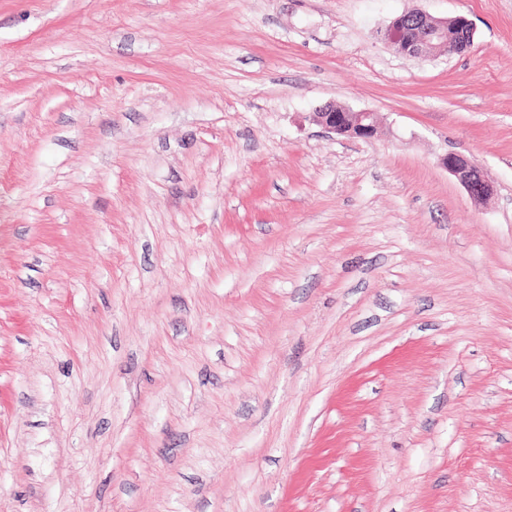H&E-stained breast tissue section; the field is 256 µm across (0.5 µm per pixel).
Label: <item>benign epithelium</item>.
Instances as JSON below:
<instances>
[{
	"label": "benign epithelium",
	"instance_id": "obj_1",
	"mask_svg": "<svg viewBox=\"0 0 512 512\" xmlns=\"http://www.w3.org/2000/svg\"><path fill=\"white\" fill-rule=\"evenodd\" d=\"M448 20L435 19L420 9H411L394 18L384 32L388 46L397 54L422 57L430 48L448 55L458 54L471 47L474 26L464 16ZM314 117L326 130L339 136L369 139L378 130L377 113L355 112L345 106L328 102L321 106ZM440 164L467 192L470 200L480 205L493 192V185L483 170L461 153H450L440 159Z\"/></svg>",
	"mask_w": 512,
	"mask_h": 512
}]
</instances>
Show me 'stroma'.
Returning a JSON list of instances; mask_svg holds the SVG:
<instances>
[{"instance_id": "stroma-1", "label": "stroma", "mask_w": 512, "mask_h": 512, "mask_svg": "<svg viewBox=\"0 0 512 512\" xmlns=\"http://www.w3.org/2000/svg\"><path fill=\"white\" fill-rule=\"evenodd\" d=\"M0 512H512V0H0ZM435 19L420 9H411L394 18L384 32L388 46L399 55L423 57L429 48L449 55L461 53L471 47L474 26L465 16ZM314 117L326 130L339 136L369 139L378 130L377 113L355 112L333 102L321 106ZM440 164L458 180L475 205L482 204L492 194L493 185L489 178L464 154H447Z\"/></svg>"}]
</instances>
